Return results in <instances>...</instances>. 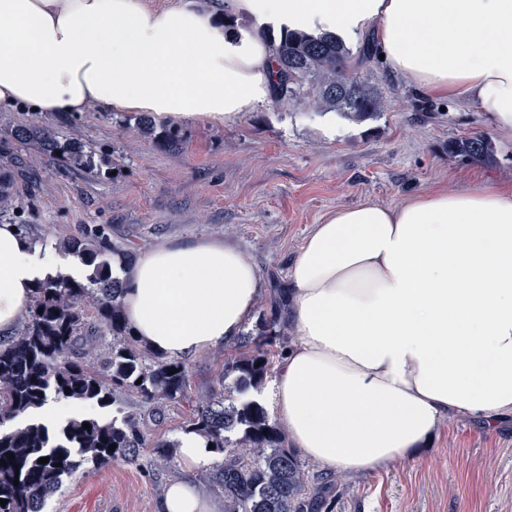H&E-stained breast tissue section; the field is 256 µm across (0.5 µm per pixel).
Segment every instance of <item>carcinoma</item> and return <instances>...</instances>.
Wrapping results in <instances>:
<instances>
[{"label":"carcinoma","mask_w":512,"mask_h":512,"mask_svg":"<svg viewBox=\"0 0 512 512\" xmlns=\"http://www.w3.org/2000/svg\"><path fill=\"white\" fill-rule=\"evenodd\" d=\"M261 34L275 55L274 101L334 112L356 123L381 111V98L357 76L353 53L341 38L297 32L276 37L270 27ZM8 135L20 145L38 146L69 168L95 172L92 148L60 140L51 127L20 125ZM448 150L475 160L491 157L494 147L485 136H465L451 142ZM12 197L11 178L0 173V218L7 215ZM59 249L88 266L90 273L85 282L59 272L39 283L18 336L0 341V425L50 398L100 408L113 405L126 392L148 407L182 400L186 365L143 348L123 318V286L112 278L108 260L120 249L112 243L110 228L85 225L60 241ZM271 368L270 357L260 346L240 350L219 378L224 399L211 395L198 400L185 430L208 437L224 454L222 462L200 475V483L224 494V512H331L332 502L323 487L305 496L307 478L297 453L285 446L284 435L253 398ZM144 445L134 413L111 419L73 418L55 438L35 423L0 431V461H6L0 466V499L7 500L0 512H42L64 478L118 456L131 460ZM9 453L14 459H8ZM44 457L49 462L38 463Z\"/></svg>","instance_id":"cac0c4a2"}]
</instances>
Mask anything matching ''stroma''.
I'll list each match as a JSON object with an SVG mask.
<instances>
[{"instance_id": "1", "label": "stroma", "mask_w": 512, "mask_h": 512, "mask_svg": "<svg viewBox=\"0 0 512 512\" xmlns=\"http://www.w3.org/2000/svg\"><path fill=\"white\" fill-rule=\"evenodd\" d=\"M361 79L384 100L374 118L354 123L336 113L265 102L237 122L179 125L171 149L142 135L134 112L89 110L72 117L0 111V137L31 122L64 140L90 143V175L50 160L36 147L12 144L0 165L13 182L9 222L23 224L46 249L79 227L107 224L112 240L136 252L164 240L221 235L256 262L269 284L245 332L257 337L274 318L289 263L313 226L337 208L369 200L393 207L444 185L512 186V135L463 100L428 98L380 57L360 66ZM483 134L494 145L485 161L465 160L449 142ZM230 346L188 359L184 400L155 413L137 397L119 410L137 412L146 436L135 460L116 457L92 473L68 477L43 512H158L166 484L184 476L180 458L164 462L153 444L178 440L197 399L216 385ZM308 477L336 484L333 512H512V422L485 430L451 420L418 454L374 473L341 477L303 460Z\"/></svg>"}]
</instances>
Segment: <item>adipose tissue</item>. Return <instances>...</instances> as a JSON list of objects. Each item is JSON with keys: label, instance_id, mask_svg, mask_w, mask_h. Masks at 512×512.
I'll return each instance as SVG.
<instances>
[{"label": "adipose tissue", "instance_id": "adipose-tissue-1", "mask_svg": "<svg viewBox=\"0 0 512 512\" xmlns=\"http://www.w3.org/2000/svg\"><path fill=\"white\" fill-rule=\"evenodd\" d=\"M372 29L388 66L427 95L464 99L512 133V0H0V109L136 112L231 124L264 103L275 62L257 26ZM59 269L0 223V333ZM85 279L88 267L66 269ZM134 336L171 359L233 341L266 287L220 235L112 257ZM270 407L288 440L332 473L383 470L456 416L512 419V187L437 188L364 201L315 225L293 258ZM185 479L160 512H223Z\"/></svg>", "mask_w": 512, "mask_h": 512}]
</instances>
